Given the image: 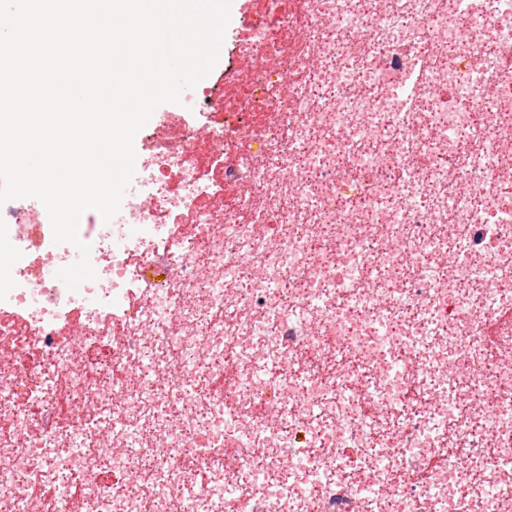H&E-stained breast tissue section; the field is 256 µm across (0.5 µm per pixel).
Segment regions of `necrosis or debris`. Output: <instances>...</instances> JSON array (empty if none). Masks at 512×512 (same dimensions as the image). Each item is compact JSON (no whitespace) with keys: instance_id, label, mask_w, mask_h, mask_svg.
Listing matches in <instances>:
<instances>
[{"instance_id":"necrosis-or-debris-1","label":"necrosis or debris","mask_w":512,"mask_h":512,"mask_svg":"<svg viewBox=\"0 0 512 512\" xmlns=\"http://www.w3.org/2000/svg\"><path fill=\"white\" fill-rule=\"evenodd\" d=\"M508 47L512 0H252L95 279L1 205L0 512H512Z\"/></svg>"}]
</instances>
